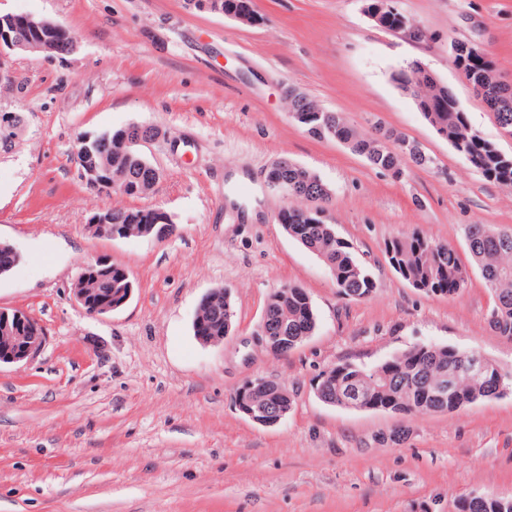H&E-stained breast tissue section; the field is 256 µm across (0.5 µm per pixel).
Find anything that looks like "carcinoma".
Returning a JSON list of instances; mask_svg holds the SVG:
<instances>
[{"mask_svg": "<svg viewBox=\"0 0 512 512\" xmlns=\"http://www.w3.org/2000/svg\"><path fill=\"white\" fill-rule=\"evenodd\" d=\"M226 16H237L248 10L251 0H217ZM464 74L486 106L495 113L499 129L512 136V88L496 78L494 63L487 57L466 62ZM413 100L424 107L425 119L434 130L448 139L453 148L487 180L512 187V157L500 153L467 121L456 99L448 98V85L430 77L415 84ZM290 118L310 136L319 140L341 139L354 153L376 169L390 172L396 178L405 174L408 163L432 168L436 161L422 154L420 145L400 133L378 128L374 133H360L345 118L323 109L315 100L288 87L285 99ZM156 130L152 125L129 124L105 131L85 144H77L76 155L88 147L102 155V162L112 167V180L127 186V195L149 194L155 184L156 166L143 155H131L124 143L143 132ZM267 179L288 194V208L280 224L294 239L314 252L329 269L337 292L352 299H366L375 291L367 267L351 250L350 244L336 235L333 225L308 205L311 197L329 201L330 189L314 172L293 162L279 159L268 169ZM112 223L121 224L125 237H142L141 225L172 223L165 213L148 209L109 208ZM472 265L463 262L457 250L446 242L436 241L419 232L395 237L385 245L389 264L414 288L428 296L461 295L476 267L494 297L487 314L489 328L512 338V232L488 224H469L464 228ZM231 293L217 288L200 302L193 325H200L208 336H227L234 314L230 313ZM265 336L288 337V349L295 348L316 327L317 317L307 291L295 284H282L271 294L265 309ZM468 350L448 345L418 343L409 346L374 366L339 363L323 372L319 398L346 407L345 390L354 385L363 391V410L390 411L411 421L430 413L458 412L485 399L502 394L507 377L495 370L474 379L459 372ZM457 512H512L503 510L501 498L481 501L455 498Z\"/></svg>", "mask_w": 512, "mask_h": 512, "instance_id": "carcinoma-1", "label": "carcinoma"}]
</instances>
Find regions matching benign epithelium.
<instances>
[{
	"label": "benign epithelium",
	"instance_id": "benign-epithelium-1",
	"mask_svg": "<svg viewBox=\"0 0 512 512\" xmlns=\"http://www.w3.org/2000/svg\"><path fill=\"white\" fill-rule=\"evenodd\" d=\"M62 31V26L46 18L25 16L23 18L6 16L0 19V83L10 80L4 71L3 57L9 52H53V36ZM20 127L15 125L10 113L0 115V138L11 140L18 136ZM78 174L90 188L105 193L112 190L114 182L110 169L96 164L93 152L84 151L79 160ZM87 226L97 237L119 238L124 234L121 225L111 221L105 208L94 211ZM20 253L10 243L0 242V275L12 270L19 261ZM119 271L120 276L129 277L128 271L112 261L97 257L84 266L79 278L94 280L97 288L72 289L75 303L92 316H104L122 308L128 299L112 300V272ZM46 344V334L39 323L28 313L17 309L0 307V365L30 362L35 359ZM263 381L256 380L239 390L235 399V408L250 420L264 425L278 424L288 410L260 397L264 391Z\"/></svg>",
	"mask_w": 512,
	"mask_h": 512
}]
</instances>
